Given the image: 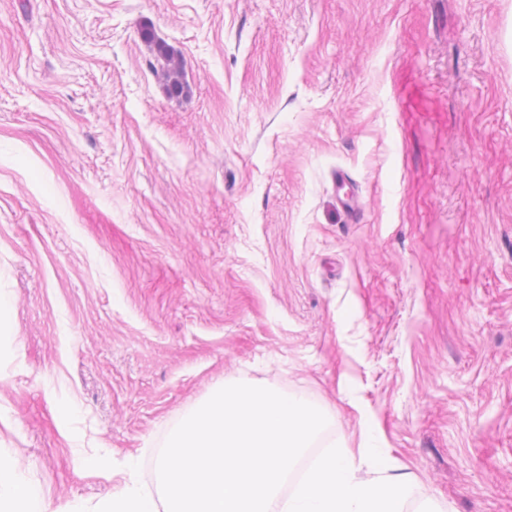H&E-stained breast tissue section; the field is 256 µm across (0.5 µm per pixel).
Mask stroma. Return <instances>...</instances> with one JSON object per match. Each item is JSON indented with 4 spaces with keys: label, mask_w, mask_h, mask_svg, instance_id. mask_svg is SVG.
<instances>
[{
    "label": "stroma",
    "mask_w": 512,
    "mask_h": 512,
    "mask_svg": "<svg viewBox=\"0 0 512 512\" xmlns=\"http://www.w3.org/2000/svg\"><path fill=\"white\" fill-rule=\"evenodd\" d=\"M0 296V452L51 512L159 492L225 383L512 512V0H0ZM157 60L162 61L160 76L170 95L178 96L185 89L182 57L166 43H156ZM336 186L338 187L337 200L340 207L346 213L348 222L351 224L358 223L360 219L359 200L351 191H341L348 185L349 175L344 170L336 171Z\"/></svg>",
    "instance_id": "stroma-1"
}]
</instances>
